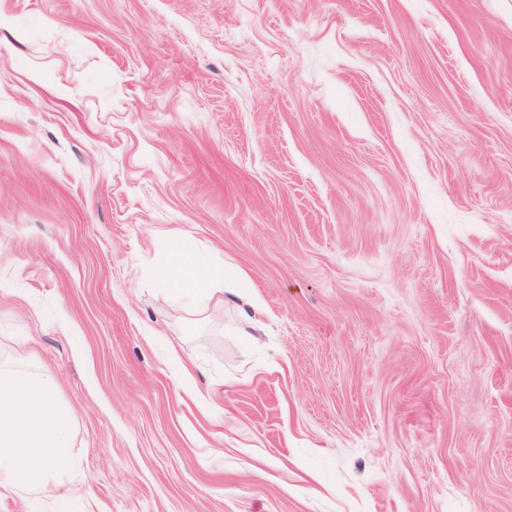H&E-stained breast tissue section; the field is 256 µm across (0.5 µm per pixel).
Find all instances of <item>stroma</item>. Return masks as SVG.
I'll return each instance as SVG.
<instances>
[{
	"mask_svg": "<svg viewBox=\"0 0 512 512\" xmlns=\"http://www.w3.org/2000/svg\"><path fill=\"white\" fill-rule=\"evenodd\" d=\"M0 361V512H512V0H0ZM156 275L165 285H175L188 300L193 314H202L221 288H210L215 280L224 281V267H208L195 253L183 249L179 239L169 241L168 250L156 261ZM46 372L0 362V485L49 494L48 473L69 460L71 420Z\"/></svg>",
	"mask_w": 512,
	"mask_h": 512,
	"instance_id": "obj_1",
	"label": "stroma"
}]
</instances>
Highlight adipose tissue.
Instances as JSON below:
<instances>
[{
    "instance_id": "1",
    "label": "adipose tissue",
    "mask_w": 512,
    "mask_h": 512,
    "mask_svg": "<svg viewBox=\"0 0 512 512\" xmlns=\"http://www.w3.org/2000/svg\"><path fill=\"white\" fill-rule=\"evenodd\" d=\"M163 284L176 286L193 313L207 310L215 291L212 284L224 276L223 268L206 266L173 238L156 261ZM48 372H33L0 363V485L49 493L50 469L69 460L71 420L53 396Z\"/></svg>"
}]
</instances>
